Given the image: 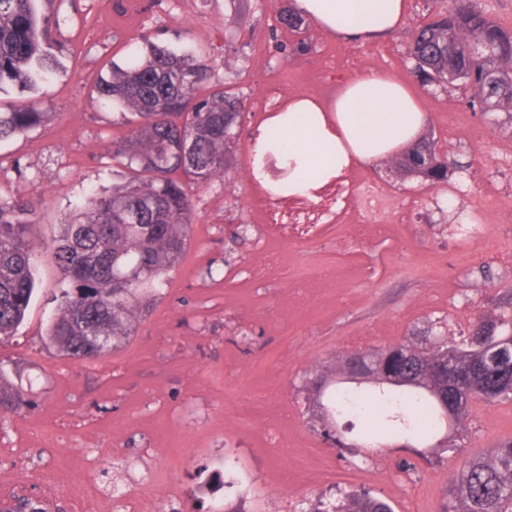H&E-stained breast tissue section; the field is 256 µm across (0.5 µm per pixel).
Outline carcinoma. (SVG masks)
Wrapping results in <instances>:
<instances>
[{"instance_id": "carcinoma-1", "label": "carcinoma", "mask_w": 512, "mask_h": 512, "mask_svg": "<svg viewBox=\"0 0 512 512\" xmlns=\"http://www.w3.org/2000/svg\"><path fill=\"white\" fill-rule=\"evenodd\" d=\"M40 0H0V91L11 83L35 90L51 80L59 65L50 45L59 19L40 15ZM144 59L109 63L93 83L89 97L138 117L112 141V162L124 181L91 195L54 240L56 263L66 281L60 289L45 339L73 359L98 358L128 342L150 306L182 261L188 246L191 204L183 173L199 182L225 176L239 137L244 101L211 80L203 55L178 53L143 36ZM497 43L493 56H475L476 45ZM415 74L428 85L459 84L461 71L476 85L480 111L505 115L512 125V34L491 19L481 0H452L419 26L408 44ZM42 102L20 100L0 112V142L41 126L50 113ZM35 205L0 198V343L14 335L34 290L31 239ZM512 308V291L478 316L468 335L456 340L425 334L387 349L369 350L380 370L364 379L350 378L344 365L360 353L339 354L332 370L339 378L330 388L324 374L308 379L305 391L324 411L321 425L335 426L356 398L362 440L404 438L427 443L449 427L442 400L447 389L461 411L454 429L466 428L472 402H512V366L494 362L498 341L482 339ZM465 364L448 386V360ZM28 404L20 389L0 383V414ZM308 512H393L385 499L366 491L322 499ZM438 512H512V438L483 456L469 459L448 482Z\"/></svg>"}]
</instances>
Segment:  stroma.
Wrapping results in <instances>:
<instances>
[{
  "mask_svg": "<svg viewBox=\"0 0 512 512\" xmlns=\"http://www.w3.org/2000/svg\"><path fill=\"white\" fill-rule=\"evenodd\" d=\"M125 0H55L62 70L43 89L48 124L0 143V197L34 200L35 293L23 322L0 345L5 383L23 387L30 405L0 417V461L11 469L44 468L54 483L90 479L103 488L149 474L174 453L179 512H211L195 492L216 460L237 469L226 507L244 512H300L303 502L339 491H367L394 512H436L454 471L473 455L512 437V404L472 403L457 448H411L394 439L377 448H342L318 430L303 379L339 352L384 349L429 325L466 332L478 311L512 290V264L488 256L475 263L453 215L480 213L500 239L512 238V127L470 110L466 93L422 84L408 54L412 31L448 0H408L403 28L377 41L344 43L315 24L305 34L278 22L289 0H140L125 19ZM201 52L215 81L245 100L228 179L189 188L190 238L183 262L121 349L97 360L62 356L44 342L62 275L51 245L61 224L92 191L118 180L107 159L124 129L120 111L89 104L90 83L110 59L134 52L140 36ZM307 53H293L299 37ZM348 50L353 72L393 74L410 81L426 104L427 139L454 156L447 183L402 170L392 156L361 166L405 219L383 216L380 239L353 238L339 225L326 238L289 243L284 269L264 279L253 272L262 254L251 208L250 148L263 120L261 84L305 88L325 84L333 98L349 73L336 67ZM253 404L267 428L304 441L261 448L258 425L239 410ZM327 450L328 481L304 491L284 481L301 470L306 449ZM410 470H403V463Z\"/></svg>",
  "mask_w": 512,
  "mask_h": 512,
  "instance_id": "obj_1",
  "label": "stroma"
}]
</instances>
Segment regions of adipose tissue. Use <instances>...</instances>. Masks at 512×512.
<instances>
[{
    "mask_svg": "<svg viewBox=\"0 0 512 512\" xmlns=\"http://www.w3.org/2000/svg\"><path fill=\"white\" fill-rule=\"evenodd\" d=\"M292 9L340 41L388 36L408 15L407 0H293ZM427 121L424 101L404 80L361 74L332 101L297 96L268 114L253 143L254 174L271 198L312 199L352 168L407 152Z\"/></svg>",
    "mask_w": 512,
    "mask_h": 512,
    "instance_id": "obj_1",
    "label": "adipose tissue"
}]
</instances>
